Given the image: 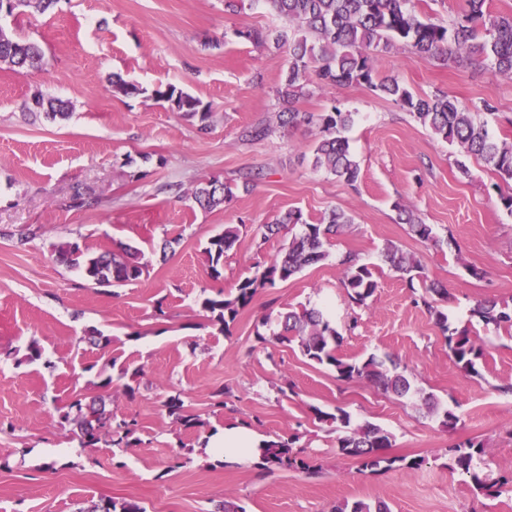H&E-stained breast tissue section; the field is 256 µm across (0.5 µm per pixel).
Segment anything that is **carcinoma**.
Wrapping results in <instances>:
<instances>
[{"label": "carcinoma", "instance_id": "carcinoma-1", "mask_svg": "<svg viewBox=\"0 0 512 512\" xmlns=\"http://www.w3.org/2000/svg\"><path fill=\"white\" fill-rule=\"evenodd\" d=\"M270 11L292 25V30L270 34L260 29L239 32V37L253 44H265L272 40L279 48L288 49L289 67L282 85L276 90L281 110L276 114L277 125L293 128L305 116L295 109L296 99L303 94L308 83L321 89L336 86L365 84L383 97L402 106L421 123L449 145L459 149L461 170H466L464 159L476 157L491 166L502 178L512 181V143L500 142L489 136L484 124L474 113L462 107L456 98L441 93L432 96H415L397 77L378 76L372 62L376 53L386 51L401 43L416 59L441 57L445 54L466 55L470 63L487 65L497 73L512 77V17L493 14L486 7L487 0H465L460 19L448 27L422 19L415 10V0H263ZM20 72L29 68L48 65L42 48L35 42L9 37L0 29V66ZM154 96L188 117L205 121L209 113L201 108L199 99L168 85L154 90ZM316 122L320 136L312 147L311 165L350 186L360 177V167L350 151L348 140L342 131L353 122V113L334 107L320 113ZM232 196L231 189L218 180L199 183L191 198L201 208L212 210L223 205ZM405 214V221L412 233L423 241L435 239L429 224L413 218L409 210L395 205ZM353 223L350 215L333 209L317 224L309 223L300 210H290L272 224L264 225L266 233L273 235L287 225H301L300 234L291 238L288 247L259 275L246 277L236 285V295L207 296L202 308L213 314L220 329L229 332L239 309L248 305L256 290L265 285L285 282L305 267L326 257L325 244L329 236L337 234L345 225ZM238 239V229L228 226L224 232L211 237L204 253L207 256L209 274L221 276L224 254ZM56 258L62 263L83 270L96 285H124L143 275V266L137 261V252L128 247L121 251L102 250L90 253L76 242L60 241L54 245ZM384 261L401 273H411L421 268L415 256L397 248L387 250ZM345 268L343 288L349 301L362 305L374 295L378 282L372 270L358 263L348 253L341 260ZM423 304L434 310L436 324L446 333L448 352L455 365L465 373L478 374L476 361L483 355L479 338L459 332L448 326V315L433 309L430 302ZM485 324L512 329V309L498 306L492 300H481L474 308ZM284 333L276 336L281 342H297L305 357L318 364H328L336 369L343 380H365L386 393L407 398L413 393L410 380L397 371L396 364L375 355L363 361H349L336 355L332 342L338 332L331 327L323 313L315 309L291 311L282 316ZM169 413L185 426L195 424V418L186 413L184 402L178 396H170L164 402ZM318 419L339 422L347 428L339 438L343 454L354 458L363 470H376L392 466L397 459L386 454L391 447L390 436L382 427L366 422L350 425L349 415L342 409L337 413L317 412ZM63 418L75 427V436L81 447L93 448L108 443L117 448H129L138 442L137 423L134 420L117 419L106 410L102 401L87 404L82 400L69 406ZM294 440L275 442L263 452L260 467L264 470L292 468L304 464L299 452L293 449ZM453 468L469 474L474 488L489 492L494 488L512 486V478L504 475L489 480L475 460L482 458L486 450L481 441L470 439L450 449ZM89 512H144L136 504L117 505L106 501L95 505ZM332 512H390L387 504H371L364 501H344L333 507Z\"/></svg>", "mask_w": 512, "mask_h": 512}]
</instances>
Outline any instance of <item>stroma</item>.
I'll return each instance as SVG.
<instances>
[{
  "mask_svg": "<svg viewBox=\"0 0 512 512\" xmlns=\"http://www.w3.org/2000/svg\"><path fill=\"white\" fill-rule=\"evenodd\" d=\"M281 25L264 0H239L233 13L224 0H56L45 13L30 9L0 23L39 43L49 62L44 70H0V512H77L108 500L144 512H215L225 500L246 512H330L346 500L382 501L391 512H512L511 491L474 490L448 456L449 446L474 438L492 475L512 473V330L474 313L485 298L512 308V212L501 201L512 182L475 157L460 171L456 147L357 84L311 85L296 101L301 112L336 107L354 115L345 135L360 167L356 186L314 170L318 126L275 125L286 50L236 35ZM373 65L413 94L454 96L490 135L512 142V78L462 56L414 60L400 44L375 55ZM116 75L141 94L113 92ZM161 84L198 98L208 121L156 100ZM36 90L63 100L67 117L29 112ZM486 100L494 112L483 111ZM268 124L273 134L246 139L251 127ZM249 174L255 181L246 188ZM209 179L232 196L204 210L191 192ZM78 192L88 205L72 206ZM401 204L432 225L437 243L410 233ZM335 208L354 222L330 239L326 258L259 289L229 332H220L201 300L233 295L239 280L287 244L288 233L266 236L265 225L291 209L316 223ZM228 224L239 238L213 279L203 248ZM450 238L456 247L447 246ZM62 240L91 252L133 247L146 272L121 286L93 285L57 260L53 246ZM391 246L420 259L422 272L410 278L392 270L383 260ZM349 252L378 282L363 306L342 285ZM433 283L448 291L433 302L450 326L482 341L477 375L449 358L420 302ZM306 308L325 311L341 337L337 355L391 358L418 396L400 399L364 380L339 379L297 343L278 341L282 315ZM95 334L108 345L91 344ZM34 342L42 356L31 362ZM130 381L131 396L123 390ZM220 385L228 393L216 408L211 393ZM172 395L196 426L168 413ZM97 396L114 416L137 419L138 444L102 443L78 459L48 456L77 442L63 419L69 405ZM339 408L351 424L383 427L390 455L418 467L359 470L337 446L344 427L317 418ZM446 409L458 417L455 429L442 424ZM217 426L294 439L309 468L268 472L251 462L199 460Z\"/></svg>",
  "mask_w": 512,
  "mask_h": 512,
  "instance_id": "stroma-1",
  "label": "stroma"
}]
</instances>
